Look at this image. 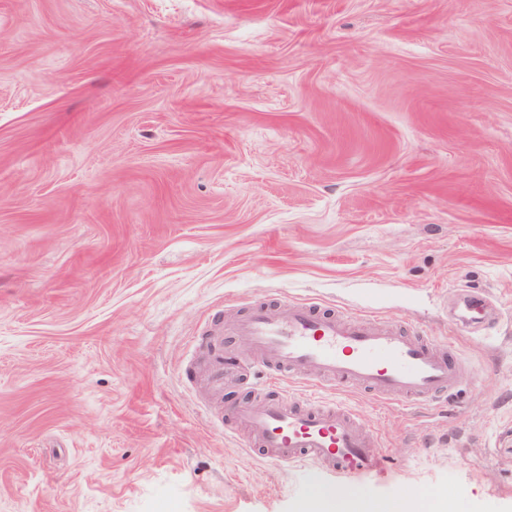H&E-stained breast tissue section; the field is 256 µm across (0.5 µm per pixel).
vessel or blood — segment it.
<instances>
[{"mask_svg": "<svg viewBox=\"0 0 512 512\" xmlns=\"http://www.w3.org/2000/svg\"><path fill=\"white\" fill-rule=\"evenodd\" d=\"M230 335L246 338L248 357L215 350L209 369L215 386L252 369L343 391L358 389L406 407L445 402L461 369L447 342L407 323L374 316L354 318L315 300L279 309L257 303L237 318ZM235 404L233 427L247 431L246 445L276 467L308 462L341 476H377L386 468L378 432L359 424L339 404L269 397L264 386Z\"/></svg>", "mask_w": 512, "mask_h": 512, "instance_id": "obj_1", "label": "vessel or blood"}]
</instances>
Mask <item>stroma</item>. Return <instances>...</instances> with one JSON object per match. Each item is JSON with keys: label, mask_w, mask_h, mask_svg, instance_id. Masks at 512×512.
Returning a JSON list of instances; mask_svg holds the SVG:
<instances>
[{"label": "stroma", "mask_w": 512, "mask_h": 512, "mask_svg": "<svg viewBox=\"0 0 512 512\" xmlns=\"http://www.w3.org/2000/svg\"><path fill=\"white\" fill-rule=\"evenodd\" d=\"M301 299L455 344L448 416L345 393L382 475L226 422L210 333ZM320 486L512 512V0H0V512Z\"/></svg>", "instance_id": "obj_1"}]
</instances>
